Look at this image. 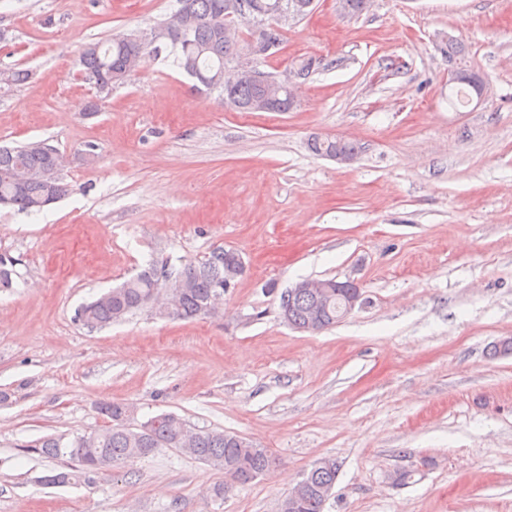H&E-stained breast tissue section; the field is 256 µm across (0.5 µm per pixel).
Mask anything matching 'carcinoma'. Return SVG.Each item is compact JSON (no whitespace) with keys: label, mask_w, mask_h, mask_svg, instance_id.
Wrapping results in <instances>:
<instances>
[{"label":"carcinoma","mask_w":512,"mask_h":512,"mask_svg":"<svg viewBox=\"0 0 512 512\" xmlns=\"http://www.w3.org/2000/svg\"><path fill=\"white\" fill-rule=\"evenodd\" d=\"M226 0H179L178 23L186 32L179 37L169 33L166 24L157 26L162 39L168 41L175 66L208 90L224 89V64L232 58L236 48L224 40V3ZM239 4L237 19L247 27V36L255 34L253 20L268 10H294L302 16L309 14L311 0H235ZM465 52L462 39L452 36L441 47V53L451 61H459ZM159 50L145 42L138 44L128 33H114L104 43L85 46L78 59L80 70L92 73L112 87L128 78V69L141 66ZM258 90L249 83L238 84L224 95V102L240 112L249 111ZM309 149L318 155L331 157L344 153L356 159L361 146L342 137L314 136ZM62 156L44 151L38 143L19 147H0V205L16 206L22 210H40L47 194L61 199L68 186L61 177L48 182L35 176L37 172L61 171ZM238 252L218 248L203 262L188 265L174 272L157 267L153 262L122 285L101 294L82 305L76 317L91 328H101L120 322L144 309L172 319H205L216 314L211 295L215 287L224 283V266L235 261ZM313 298L302 290L293 296L283 292L280 315L295 328L311 319ZM344 298L330 289V295L319 311L314 332L319 333L342 320ZM101 414L112 418V428L85 433L71 440L50 435L26 445L28 450L45 458L62 459L69 470L43 477L47 485L64 486L93 475L102 474L116 464L129 465L159 448H175L182 454L204 462L224 472V482L211 488L217 498L231 489L247 485L270 471L275 459L266 448H257L237 434L211 429H191L173 413L156 415L140 424H127L131 409L122 403L101 401ZM336 462L323 458L304 473V485L296 503L288 505L283 498L279 512H324L328 500L326 492L336 484Z\"/></svg>","instance_id":"carcinoma-1"}]
</instances>
